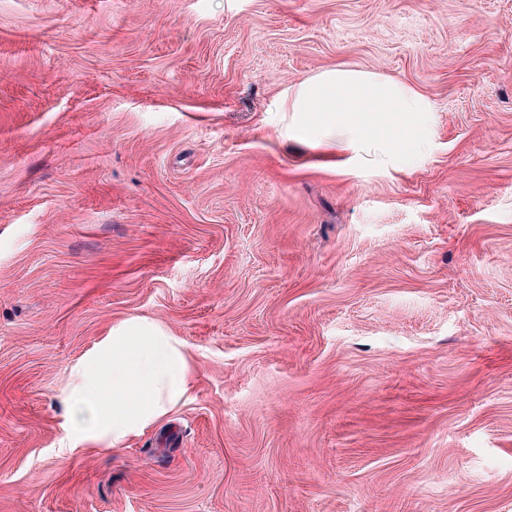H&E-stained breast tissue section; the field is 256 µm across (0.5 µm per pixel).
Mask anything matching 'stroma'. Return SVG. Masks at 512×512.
Segmentation results:
<instances>
[{"label":"stroma","mask_w":512,"mask_h":512,"mask_svg":"<svg viewBox=\"0 0 512 512\" xmlns=\"http://www.w3.org/2000/svg\"><path fill=\"white\" fill-rule=\"evenodd\" d=\"M338 66L414 157L297 140ZM132 315L190 390L67 451ZM0 512H512V0H0ZM431 109L417 91L398 80L336 68L290 85L284 112H318L316 130L322 142H336L337 136L349 145H374L385 155L403 158L428 135L415 117Z\"/></svg>","instance_id":"obj_1"}]
</instances>
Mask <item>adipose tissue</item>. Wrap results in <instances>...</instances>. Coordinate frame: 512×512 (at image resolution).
Masks as SVG:
<instances>
[{
	"mask_svg": "<svg viewBox=\"0 0 512 512\" xmlns=\"http://www.w3.org/2000/svg\"><path fill=\"white\" fill-rule=\"evenodd\" d=\"M287 109L298 132L313 129L323 142L340 138L402 158L426 138L415 118L432 106L398 80L336 68L290 85ZM190 379L183 339L154 320L128 318L70 368L60 395L66 437L121 449L184 400Z\"/></svg>",
	"mask_w": 512,
	"mask_h": 512,
	"instance_id": "1",
	"label": "adipose tissue"
}]
</instances>
